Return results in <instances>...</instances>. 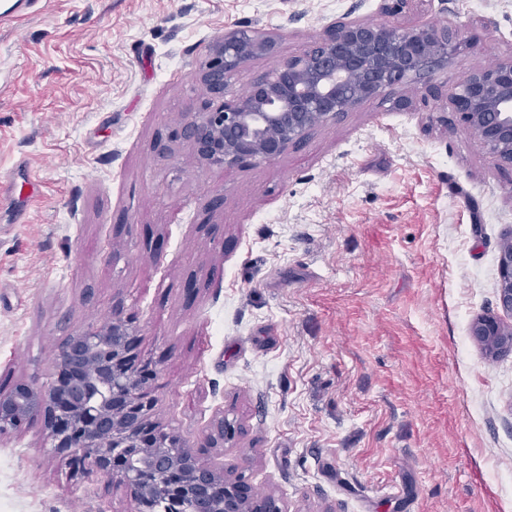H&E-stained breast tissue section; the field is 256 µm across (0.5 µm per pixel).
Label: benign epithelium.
I'll use <instances>...</instances> for the list:
<instances>
[{
  "mask_svg": "<svg viewBox=\"0 0 512 512\" xmlns=\"http://www.w3.org/2000/svg\"><path fill=\"white\" fill-rule=\"evenodd\" d=\"M391 2L386 12L392 21H336L304 52L279 60L247 94L232 98L225 93L229 72L273 53L275 41L257 31L225 33L200 75L210 97L176 136L190 142L199 160L220 169L272 162L317 127L383 92L395 108L414 111L444 96L457 122L512 166V58L472 71L446 94L427 81L409 97L410 80L429 77L469 39L456 25L395 22L409 0ZM498 273L499 307L512 315V241L499 252ZM471 336L491 355L512 353V324L496 315L477 316ZM159 374L142 359L136 329L115 311L108 324L64 340L49 383L20 381L0 393V435L43 420L51 447L75 472L93 466L124 486L141 509L158 497L174 504L178 486L171 476L181 469L209 512H283L273 496L250 498L246 477L233 474L235 467L201 471L179 435L157 429L150 415ZM233 435L234 427L218 419L202 447L216 448Z\"/></svg>",
  "mask_w": 512,
  "mask_h": 512,
  "instance_id": "1",
  "label": "benign epithelium"
}]
</instances>
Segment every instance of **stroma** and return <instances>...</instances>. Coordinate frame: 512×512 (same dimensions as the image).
<instances>
[{
    "label": "stroma",
    "instance_id": "35a3bbf8",
    "mask_svg": "<svg viewBox=\"0 0 512 512\" xmlns=\"http://www.w3.org/2000/svg\"><path fill=\"white\" fill-rule=\"evenodd\" d=\"M385 0H41L0 27V180L26 163L25 223L0 209V390L45 384L65 338L120 309L157 364L153 419L233 463L283 512H512V353L499 314L512 167L435 111L368 101L279 159L219 169L172 139L225 32L275 53L244 94L331 23ZM406 24L470 36L450 86L512 57V0H410ZM198 288L187 296L184 284ZM235 426L202 447L213 420ZM0 512H137L74 472L42 422L0 436ZM471 336L486 353H512V324L496 315L477 316L471 324Z\"/></svg>",
    "mask_w": 512,
    "mask_h": 512
}]
</instances>
